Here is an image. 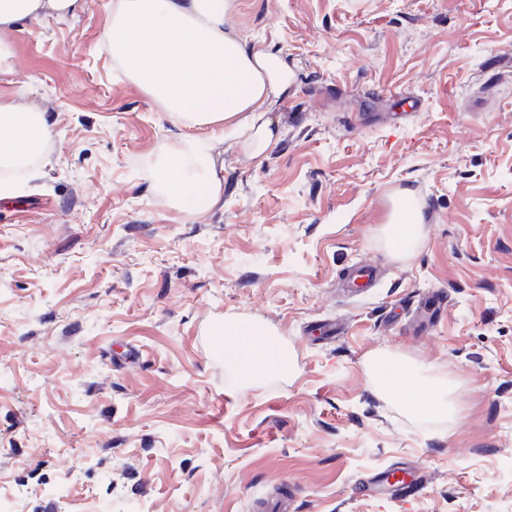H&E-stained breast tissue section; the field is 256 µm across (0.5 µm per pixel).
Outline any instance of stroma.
<instances>
[{"label": "stroma", "mask_w": 512, "mask_h": 512, "mask_svg": "<svg viewBox=\"0 0 512 512\" xmlns=\"http://www.w3.org/2000/svg\"><path fill=\"white\" fill-rule=\"evenodd\" d=\"M111 16L0 28V102L52 130L0 198V512H252L286 481L296 512H512V0H234L227 31L296 73L259 156L129 81ZM194 138L222 177L201 215L158 184ZM407 189L424 240L401 261L379 230ZM227 318L287 367L212 363ZM394 361L453 383L456 419L406 413ZM401 470L414 497L362 494ZM377 277L375 267L371 265H359L350 271L347 278V286L355 295L366 293L367 288H372Z\"/></svg>", "instance_id": "stroma-1"}]
</instances>
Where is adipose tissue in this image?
Masks as SVG:
<instances>
[{"mask_svg":"<svg viewBox=\"0 0 512 512\" xmlns=\"http://www.w3.org/2000/svg\"><path fill=\"white\" fill-rule=\"evenodd\" d=\"M78 0H0V26L74 11ZM233 0H113L102 39L125 76L171 117L187 126L226 125L245 137L254 154L274 141L267 117L288 94L295 73L287 58L269 47L230 34L226 20ZM50 138L41 113L0 103V167L27 164ZM211 143L187 140L167 164L160 187L173 206L204 210L220 196ZM229 355L241 378L255 382L285 365V356L258 326L224 325ZM412 413L453 415L443 384L419 383L402 370L388 385Z\"/></svg>","mask_w":512,"mask_h":512,"instance_id":"obj_1","label":"adipose tissue"}]
</instances>
